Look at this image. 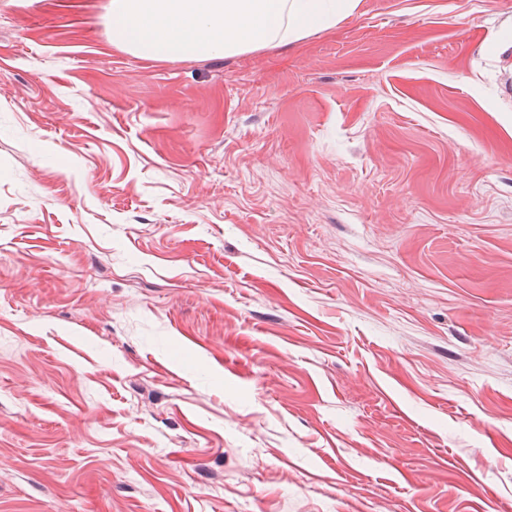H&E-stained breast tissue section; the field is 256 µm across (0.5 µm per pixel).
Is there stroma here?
Masks as SVG:
<instances>
[{
    "label": "stroma",
    "instance_id": "35a3bbf8",
    "mask_svg": "<svg viewBox=\"0 0 512 512\" xmlns=\"http://www.w3.org/2000/svg\"><path fill=\"white\" fill-rule=\"evenodd\" d=\"M107 7L0 0V512H512V0Z\"/></svg>",
    "mask_w": 512,
    "mask_h": 512
}]
</instances>
